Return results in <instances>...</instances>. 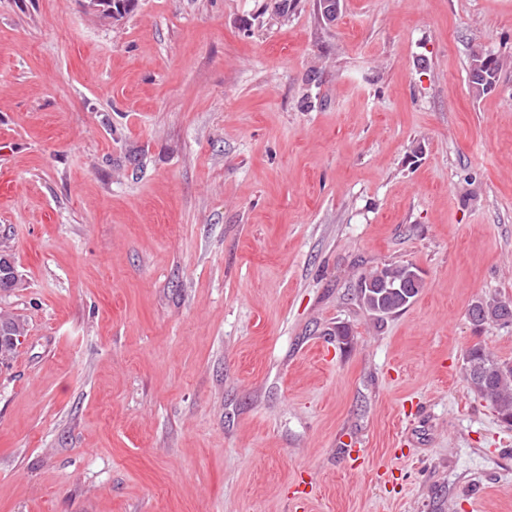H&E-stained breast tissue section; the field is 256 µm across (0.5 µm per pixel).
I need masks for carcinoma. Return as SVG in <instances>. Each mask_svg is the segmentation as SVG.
Here are the masks:
<instances>
[{"label": "carcinoma", "instance_id": "1", "mask_svg": "<svg viewBox=\"0 0 512 512\" xmlns=\"http://www.w3.org/2000/svg\"><path fill=\"white\" fill-rule=\"evenodd\" d=\"M138 0H89L92 7L119 20L132 12ZM498 59L481 52L473 54L469 79L473 91L484 94L498 82ZM411 263L385 265L361 277L358 299L365 310L377 318L389 317L410 306L424 288L422 275H414ZM471 323L477 327L489 323L511 324L512 302L494 298H478L468 309ZM26 324L17 316L0 312V363L5 364L16 354L19 338L26 336ZM467 356L470 363L479 367L477 378L466 376L472 392L488 402L500 419L512 422V363L497 359L481 345L472 346Z\"/></svg>", "mask_w": 512, "mask_h": 512}]
</instances>
